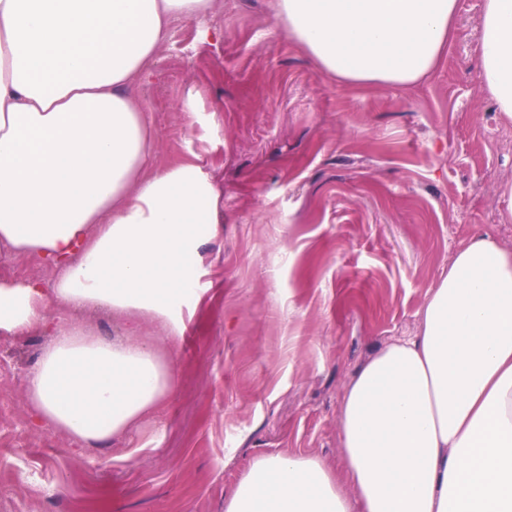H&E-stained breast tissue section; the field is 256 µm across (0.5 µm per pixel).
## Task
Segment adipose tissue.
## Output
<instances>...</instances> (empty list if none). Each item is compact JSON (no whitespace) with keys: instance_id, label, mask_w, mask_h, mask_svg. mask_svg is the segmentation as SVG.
Segmentation results:
<instances>
[{"instance_id":"ef3b65f1","label":"adipose tissue","mask_w":512,"mask_h":512,"mask_svg":"<svg viewBox=\"0 0 512 512\" xmlns=\"http://www.w3.org/2000/svg\"><path fill=\"white\" fill-rule=\"evenodd\" d=\"M214 0H0V247L56 268L0 280V334L51 338L28 375L33 426L103 444L173 394L170 351L204 274L220 194L195 158L153 163L133 92L174 19ZM458 0H274L279 27L343 83L407 87L441 64ZM478 79L512 122V0H484ZM60 315L48 318L47 303ZM148 317L164 348L110 341L72 312ZM346 388L342 471L259 455L224 512H512V248L468 238L419 311ZM353 486L347 496L345 486Z\"/></svg>"}]
</instances>
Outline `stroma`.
I'll return each mask as SVG.
<instances>
[{
	"mask_svg": "<svg viewBox=\"0 0 512 512\" xmlns=\"http://www.w3.org/2000/svg\"><path fill=\"white\" fill-rule=\"evenodd\" d=\"M269 4L216 0L215 44L200 42L198 21L174 20L135 88L156 164L195 154L220 192L173 395L106 444L32 428L25 375L48 337L0 334V512H224L256 455L340 467L339 412L357 370L415 335L461 242L512 247V124L477 79L483 0H459L442 66L409 87L337 83ZM54 277L41 257L0 256L1 280ZM83 318L100 336L156 333L104 309ZM32 469L46 495L25 494Z\"/></svg>",
	"mask_w": 512,
	"mask_h": 512,
	"instance_id": "obj_1",
	"label": "stroma"
}]
</instances>
